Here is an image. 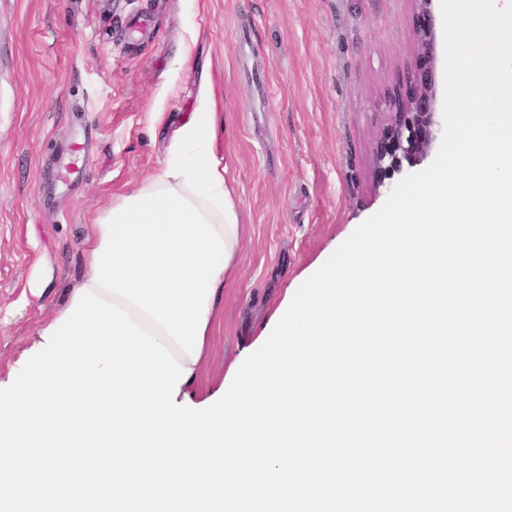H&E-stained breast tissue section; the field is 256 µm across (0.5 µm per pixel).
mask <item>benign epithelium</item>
I'll return each mask as SVG.
<instances>
[{"mask_svg":"<svg viewBox=\"0 0 512 512\" xmlns=\"http://www.w3.org/2000/svg\"><path fill=\"white\" fill-rule=\"evenodd\" d=\"M433 0H413L414 67L385 99L387 121L374 144L377 186L423 161L442 131L438 108V24Z\"/></svg>","mask_w":512,"mask_h":512,"instance_id":"obj_1","label":"benign epithelium"}]
</instances>
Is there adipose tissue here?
<instances>
[{"label": "adipose tissue", "instance_id": "ef3b65f1", "mask_svg": "<svg viewBox=\"0 0 512 512\" xmlns=\"http://www.w3.org/2000/svg\"><path fill=\"white\" fill-rule=\"evenodd\" d=\"M223 128L201 75L197 110L172 131L163 167L114 194L93 225L80 279L189 368L179 392L196 403L212 396L196 384L245 234L216 148Z\"/></svg>", "mask_w": 512, "mask_h": 512}]
</instances>
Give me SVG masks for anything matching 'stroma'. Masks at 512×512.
Instances as JSON below:
<instances>
[{
    "label": "stroma",
    "mask_w": 512,
    "mask_h": 512,
    "mask_svg": "<svg viewBox=\"0 0 512 512\" xmlns=\"http://www.w3.org/2000/svg\"><path fill=\"white\" fill-rule=\"evenodd\" d=\"M413 41L411 0H0V374L83 275L113 193L160 170L155 103L177 128L206 73L246 226L198 385L223 379L389 197L373 143Z\"/></svg>",
    "instance_id": "35a3bbf8"
}]
</instances>
